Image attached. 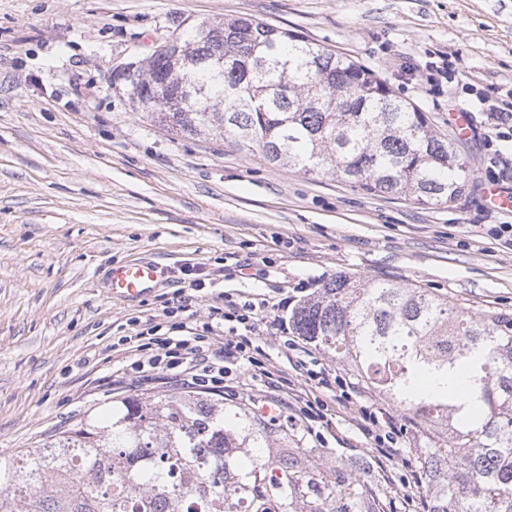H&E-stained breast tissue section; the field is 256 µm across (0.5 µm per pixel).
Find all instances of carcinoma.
I'll return each instance as SVG.
<instances>
[{
	"instance_id": "obj_1",
	"label": "carcinoma",
	"mask_w": 512,
	"mask_h": 512,
	"mask_svg": "<svg viewBox=\"0 0 512 512\" xmlns=\"http://www.w3.org/2000/svg\"><path fill=\"white\" fill-rule=\"evenodd\" d=\"M181 81L203 91L184 112L170 105ZM129 91L177 134L212 132L367 193L440 206L469 181L451 141L375 74L253 18L199 24L146 58ZM288 325L426 431L429 512H512V316L338 275ZM457 370L467 388L450 394ZM288 438L247 405L230 419L202 393L127 398L104 425L84 420L25 459H0V512H384L352 465Z\"/></svg>"
}]
</instances>
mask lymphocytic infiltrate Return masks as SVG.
<instances>
[{
    "mask_svg": "<svg viewBox=\"0 0 512 512\" xmlns=\"http://www.w3.org/2000/svg\"><path fill=\"white\" fill-rule=\"evenodd\" d=\"M272 306L271 297L265 294H248L241 299L228 294L223 306L211 307L207 322L199 325L190 327L177 321V314L185 307L180 299L166 309L170 325H163L151 316L132 318L131 323L136 327L134 335L118 340L125 354L124 373L132 382L152 372L177 378L193 387L214 390L223 387L230 365L239 363L253 376L261 378L272 392L291 396L290 421H326L328 406L318 396V389L337 387L340 400L348 403L352 400L351 385L343 378H331L326 369L311 368L305 348L290 338L285 340L284 346L292 375L269 370L264 362V351L254 345L252 336L260 315ZM297 376L312 382L314 392L295 393L293 379ZM357 425L382 456L393 455L401 435L392 418L364 406L359 410Z\"/></svg>",
    "mask_w": 512,
    "mask_h": 512,
    "instance_id": "lymphocytic-infiltrate-1",
    "label": "lymphocytic infiltrate"
}]
</instances>
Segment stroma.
<instances>
[{"mask_svg": "<svg viewBox=\"0 0 512 512\" xmlns=\"http://www.w3.org/2000/svg\"><path fill=\"white\" fill-rule=\"evenodd\" d=\"M252 17L349 57L452 140L471 171L453 203L367 194L333 175L263 160L216 136H181L135 109L112 75L154 41L200 23ZM512 90V0H0V458L42 449L125 398L182 395L181 384L121 377L112 342L155 316L199 265L215 289L181 318L205 320L217 292L280 300L342 273L448 296L471 312L512 314V250L491 234L512 210L491 208L480 98ZM471 114L458 139L454 114ZM145 259L165 273L144 297L114 299V265ZM254 335L287 370L279 325ZM331 427L293 434L323 460H363L386 512H425L423 430L391 460L354 412L322 394Z\"/></svg>", "mask_w": 512, "mask_h": 512, "instance_id": "stroma-1", "label": "stroma"}]
</instances>
